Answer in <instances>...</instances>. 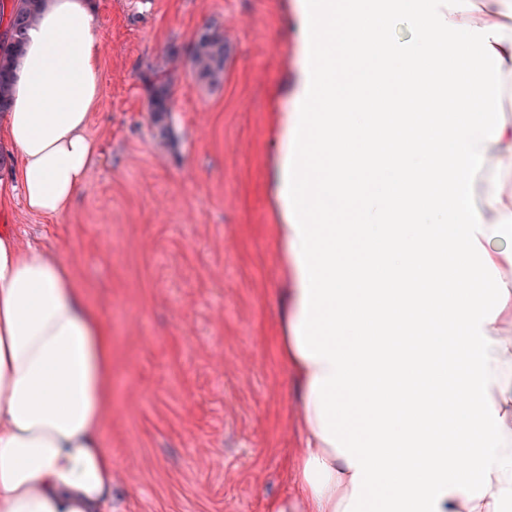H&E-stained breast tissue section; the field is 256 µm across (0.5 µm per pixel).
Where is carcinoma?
Returning a JSON list of instances; mask_svg holds the SVG:
<instances>
[{"instance_id":"carcinoma-1","label":"carcinoma","mask_w":512,"mask_h":512,"mask_svg":"<svg viewBox=\"0 0 512 512\" xmlns=\"http://www.w3.org/2000/svg\"><path fill=\"white\" fill-rule=\"evenodd\" d=\"M45 0H0V22L7 24L0 32V113L7 110L14 68L21 56L24 30L37 17ZM190 63L199 78L210 83L224 75L226 54L224 34L204 29L193 43ZM151 107L154 112L168 111L166 78L156 77L151 86Z\"/></svg>"}]
</instances>
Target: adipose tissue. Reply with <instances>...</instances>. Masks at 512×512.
Instances as JSON below:
<instances>
[{
    "label": "adipose tissue",
    "instance_id": "obj_1",
    "mask_svg": "<svg viewBox=\"0 0 512 512\" xmlns=\"http://www.w3.org/2000/svg\"><path fill=\"white\" fill-rule=\"evenodd\" d=\"M363 3H294L281 358L302 450L270 512H366L372 493L376 512H512V0ZM398 15L415 40L392 37ZM101 50L90 0H49L26 28L0 195L68 211L96 152ZM430 312L462 328L464 356L391 344ZM111 375L68 266L0 228V512H112ZM434 389L453 411L435 429Z\"/></svg>",
    "mask_w": 512,
    "mask_h": 512
}]
</instances>
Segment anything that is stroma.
Instances as JSON below:
<instances>
[{
    "label": "stroma",
    "mask_w": 512,
    "mask_h": 512,
    "mask_svg": "<svg viewBox=\"0 0 512 512\" xmlns=\"http://www.w3.org/2000/svg\"><path fill=\"white\" fill-rule=\"evenodd\" d=\"M93 3L103 53L89 178L56 220L0 198V225L68 264L110 332L112 512H268L292 496L301 447L280 353L292 0ZM206 26L228 54L216 86L188 59ZM162 71L158 114L148 80Z\"/></svg>",
    "instance_id": "stroma-1"
}]
</instances>
